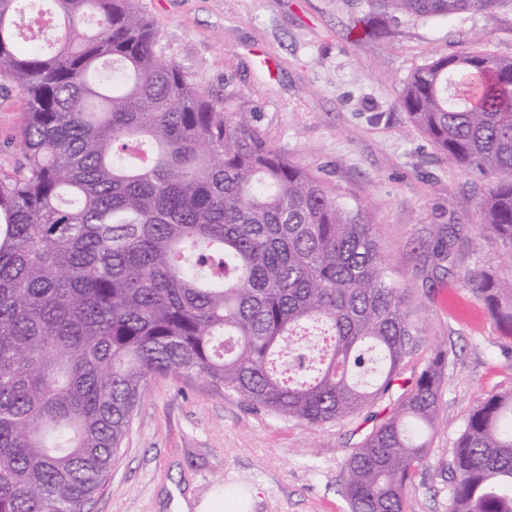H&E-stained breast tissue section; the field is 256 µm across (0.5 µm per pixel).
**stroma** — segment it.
Wrapping results in <instances>:
<instances>
[{
	"mask_svg": "<svg viewBox=\"0 0 512 512\" xmlns=\"http://www.w3.org/2000/svg\"><path fill=\"white\" fill-rule=\"evenodd\" d=\"M165 57L243 116L340 203L373 222L412 336L389 396L310 425L253 408L197 374L142 389L119 456L85 512H173L218 488L257 489L250 512H349L345 462L438 349L449 352L428 463L404 512H448L453 443L477 401L512 391V337L466 271L512 273V251L480 226L485 183L455 166L397 105L421 65L470 47L512 57V0L493 13L391 21L369 0H137ZM21 93L0 81V167L20 159ZM457 229L451 256L434 257Z\"/></svg>",
	"mask_w": 512,
	"mask_h": 512,
	"instance_id": "stroma-1",
	"label": "stroma"
}]
</instances>
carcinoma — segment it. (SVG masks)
Wrapping results in <instances>:
<instances>
[{"mask_svg":"<svg viewBox=\"0 0 512 512\" xmlns=\"http://www.w3.org/2000/svg\"><path fill=\"white\" fill-rule=\"evenodd\" d=\"M380 2L428 19L500 0ZM0 79L27 100L0 171V512H84L157 375L311 425L388 395L411 327L369 216L188 80L135 0H0ZM398 103L487 182L481 227L512 249V58L440 56ZM467 278L512 335V275ZM448 357L347 458L350 512H404ZM448 471L449 512H512V391L476 403Z\"/></svg>","mask_w":512,"mask_h":512,"instance_id":"carcinoma-1","label":"carcinoma"}]
</instances>
